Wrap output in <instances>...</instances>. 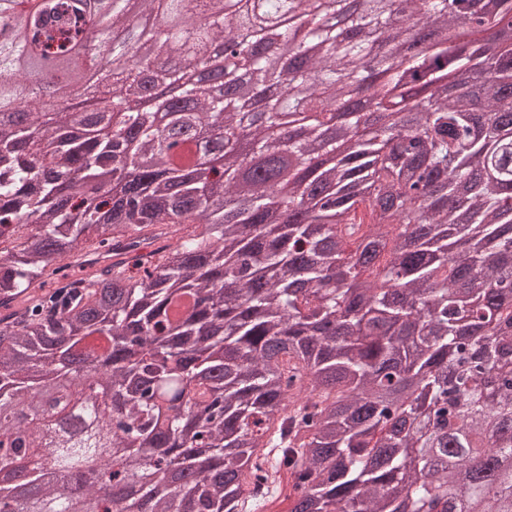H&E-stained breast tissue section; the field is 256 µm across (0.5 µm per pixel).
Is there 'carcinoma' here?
Instances as JSON below:
<instances>
[{
    "mask_svg": "<svg viewBox=\"0 0 512 512\" xmlns=\"http://www.w3.org/2000/svg\"><path fill=\"white\" fill-rule=\"evenodd\" d=\"M1 2L0 42L50 66L48 87L91 70L90 0ZM221 2L139 0L193 31L200 68L215 42L251 44L220 86L155 67L181 55L175 38L113 67L98 92L114 105L184 86L183 108L156 103L161 123L54 124L0 53L17 108L0 122V410L16 412L0 465L41 488L22 501L0 485V512H69L30 454L49 428L44 373L64 404L78 350L105 378L84 411L97 425L43 453L64 475L119 449L111 477L135 491L106 512H265L282 470L288 512H512V126L496 120L512 99L480 95L512 85V40L490 38L512 28V0H288L307 24L278 33L288 66L260 17ZM244 79L275 89L262 118L230 94ZM298 93L351 116L295 141L281 126ZM189 131L221 166L172 152ZM175 379L192 395L169 414L157 392Z\"/></svg>",
    "mask_w": 512,
    "mask_h": 512,
    "instance_id": "1",
    "label": "carcinoma"
}]
</instances>
